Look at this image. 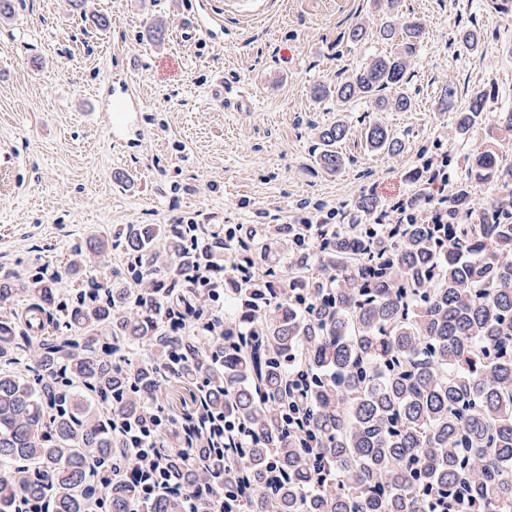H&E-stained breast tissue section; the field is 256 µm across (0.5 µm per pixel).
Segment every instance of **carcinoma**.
<instances>
[{"instance_id":"carcinoma-1","label":"carcinoma","mask_w":512,"mask_h":512,"mask_svg":"<svg viewBox=\"0 0 512 512\" xmlns=\"http://www.w3.org/2000/svg\"><path fill=\"white\" fill-rule=\"evenodd\" d=\"M377 7L347 41L395 51L314 85L315 101L412 111L403 86L424 25L399 19V0ZM455 97L446 84L438 108L457 129L512 132V110L490 113L485 92L460 109ZM348 133L317 130L320 168H344ZM365 138L405 147L377 122ZM422 154L464 176L450 188L417 168L395 234L326 210L115 224L91 246L119 254L112 279L61 300L57 275L0 268V305L23 296L45 315L39 328L0 319V512H183L189 494L199 512H512V164L451 159L439 140ZM485 184L502 193L480 206ZM386 209L369 192L355 202ZM173 379L200 393L193 410L162 401ZM136 448L165 461L137 485Z\"/></svg>"}]
</instances>
